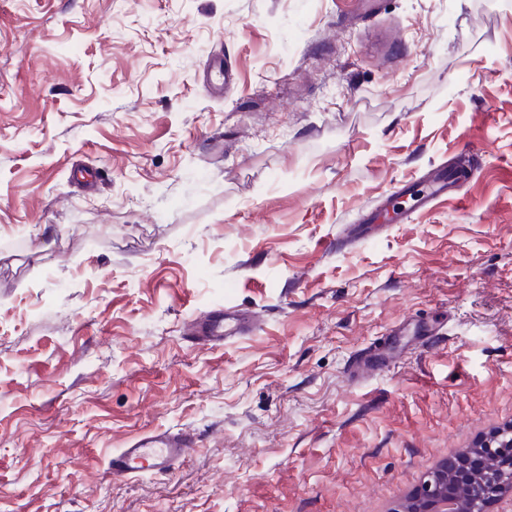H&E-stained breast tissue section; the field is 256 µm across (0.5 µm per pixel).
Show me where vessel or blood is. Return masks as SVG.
Wrapping results in <instances>:
<instances>
[{
  "instance_id": "obj_1",
  "label": "vessel or blood",
  "mask_w": 512,
  "mask_h": 512,
  "mask_svg": "<svg viewBox=\"0 0 512 512\" xmlns=\"http://www.w3.org/2000/svg\"><path fill=\"white\" fill-rule=\"evenodd\" d=\"M459 195V186L448 179L444 169L437 168L429 173L425 188L414 192L412 199L415 207L428 210L440 198ZM256 328V322L249 316L228 309L224 314L216 315L207 326L194 330L193 337L217 345L250 335ZM199 442L198 436L180 430L152 432L116 449L109 459V471L112 476L122 478L145 472L167 475L180 467Z\"/></svg>"
}]
</instances>
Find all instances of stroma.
<instances>
[{
	"label": "stroma",
	"instance_id": "1",
	"mask_svg": "<svg viewBox=\"0 0 512 512\" xmlns=\"http://www.w3.org/2000/svg\"><path fill=\"white\" fill-rule=\"evenodd\" d=\"M507 424L512 0H0V512H407ZM170 429L173 474H109ZM414 201V208L423 210L431 209L435 202L442 198H459V185L448 180L445 168H436L432 170L426 180V188L409 194ZM256 328L257 323L246 314L224 309V316L218 313L210 324L194 329L192 334L198 342L217 345L248 336ZM199 442L198 436L181 430L151 432L112 452L109 472L122 478L144 472L167 475L180 467Z\"/></svg>",
	"mask_w": 512,
	"mask_h": 512
}]
</instances>
